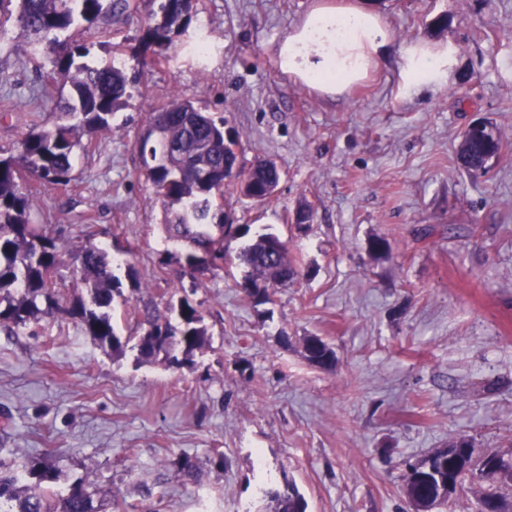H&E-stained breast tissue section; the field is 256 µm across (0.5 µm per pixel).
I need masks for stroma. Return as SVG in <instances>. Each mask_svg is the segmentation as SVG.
<instances>
[{
  "label": "stroma",
  "instance_id": "1",
  "mask_svg": "<svg viewBox=\"0 0 512 512\" xmlns=\"http://www.w3.org/2000/svg\"><path fill=\"white\" fill-rule=\"evenodd\" d=\"M112 19L104 64L154 9ZM317 0H195L164 65L140 71L139 93L98 147L77 154L67 186L37 182L33 223L61 228L65 249L91 241L121 257L130 301L114 318L135 328L133 302L165 305L156 283L183 245L139 175L135 142L173 92L225 115L245 161L273 160L274 196L226 192L236 224L288 242L300 276L247 302L233 235L223 270L193 296L211 336L181 369L117 358L72 320L0 331V463L44 455L65 478L111 491L105 512H261V492L295 484L308 512H411L403 476L459 434L512 452V0H367L390 30L379 67L328 98L295 83L277 47ZM214 34L205 53L202 29ZM411 47L452 48L445 81L406 84ZM14 22L0 27V149L33 123L52 125L61 92L36 68ZM491 121L504 142L488 175L455 164L460 132ZM312 218L298 228L294 215ZM92 217L85 225L84 217ZM387 255L369 253L373 238ZM335 350L328 371L304 339ZM497 382L495 392L486 383ZM190 462L194 479L181 469ZM306 359L313 365L331 370L336 365V352L319 336H308L304 340Z\"/></svg>",
  "mask_w": 512,
  "mask_h": 512
}]
</instances>
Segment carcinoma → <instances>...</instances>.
Instances as JSON below:
<instances>
[{
  "label": "carcinoma",
  "instance_id": "carcinoma-1",
  "mask_svg": "<svg viewBox=\"0 0 512 512\" xmlns=\"http://www.w3.org/2000/svg\"><path fill=\"white\" fill-rule=\"evenodd\" d=\"M157 10L127 46L130 57L144 66L161 64L160 49L187 30L192 19V0H156ZM16 5L15 21L44 56L50 69L44 77L68 89L61 99L59 121L50 128L35 126L22 138L15 152L0 155V328L24 327L58 315L74 320L85 335L115 357L124 354L114 324V302L124 298L114 267L120 259L91 241L74 252H66L60 235L47 225L33 224L34 205L29 182L66 185L76 149L95 147L94 137L112 131V116L135 89L125 61L94 65L85 61L91 48L104 43L108 20L131 9L130 0H0V13ZM222 117L200 111L181 93H176L149 115L137 142L139 176L149 184L161 204L168 239L187 241L180 268L167 282L171 293L185 290L184 279L197 280L195 255L212 251L209 268H224V251L215 250L213 224L224 223V191L236 188L240 195L257 203L269 200L279 179L276 164L260 160L246 167L236 147L237 139H224ZM502 148L498 131L489 139H476L462 132L455 161L466 172H487ZM274 233H262L244 244L236 256L246 268L243 297L253 302L269 301V289L286 286L298 276V265L283 250L277 259L267 255ZM85 288V293L64 298L58 288L63 270ZM139 325L146 329L136 337L138 357L161 360L181 368L208 343V328L200 305L184 295L169 299L162 313L151 302L138 306ZM306 359L331 370L336 352L319 336L304 340ZM23 477L0 474V512H101L94 506L99 491L82 481L65 489L57 487L60 470L39 457L27 460ZM453 479L457 489L480 488L475 512H512V457L481 450L461 435L404 476V491L427 512H438L450 497L439 496V486ZM268 504L265 512H307V502L294 485L284 490L261 489Z\"/></svg>",
  "mask_w": 512,
  "mask_h": 512
}]
</instances>
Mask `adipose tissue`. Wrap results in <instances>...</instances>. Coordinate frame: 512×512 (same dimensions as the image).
Instances as JSON below:
<instances>
[{"instance_id":"obj_1","label":"adipose tissue","mask_w":512,"mask_h":512,"mask_svg":"<svg viewBox=\"0 0 512 512\" xmlns=\"http://www.w3.org/2000/svg\"><path fill=\"white\" fill-rule=\"evenodd\" d=\"M392 44L380 15L362 0L319 5L281 39L277 60L296 82L325 96L344 94L375 70ZM446 52L410 53L403 66L407 83L425 87L447 77Z\"/></svg>"}]
</instances>
